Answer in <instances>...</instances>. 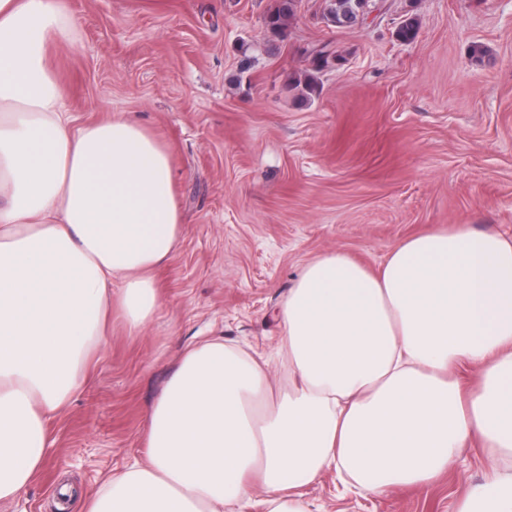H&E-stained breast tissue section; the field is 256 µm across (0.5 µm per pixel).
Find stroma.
I'll return each instance as SVG.
<instances>
[{
	"instance_id": "stroma-1",
	"label": "stroma",
	"mask_w": 512,
	"mask_h": 512,
	"mask_svg": "<svg viewBox=\"0 0 512 512\" xmlns=\"http://www.w3.org/2000/svg\"><path fill=\"white\" fill-rule=\"evenodd\" d=\"M322 0H301L284 39L272 0H69L78 35L52 65L80 120L134 117L168 145L183 232L154 273L160 307L140 332L113 319L55 445L18 500L0 512H56L142 458L148 413L186 348L221 339L276 358V310L302 265L342 250L377 268L396 243L451 224L512 235V0H385V16L329 28ZM414 15L403 44L394 21ZM342 64L295 100L310 44ZM482 44V60L471 55ZM485 453L432 482L358 495L335 472L299 489L309 512H456L480 483Z\"/></svg>"
}]
</instances>
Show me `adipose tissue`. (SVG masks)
<instances>
[{
    "label": "adipose tissue",
    "instance_id": "1",
    "mask_svg": "<svg viewBox=\"0 0 512 512\" xmlns=\"http://www.w3.org/2000/svg\"><path fill=\"white\" fill-rule=\"evenodd\" d=\"M75 33L67 0H0V503L40 474L109 312L135 332L151 321L153 273L182 235L167 146L122 113L74 116L49 53ZM277 318L298 384L270 401L250 356L188 349L149 412L144 460L83 512H224L254 475L266 512H305L297 488L327 471L380 494L475 445L491 466L457 512H512V236L454 224L374 270L325 252Z\"/></svg>",
    "mask_w": 512,
    "mask_h": 512
}]
</instances>
